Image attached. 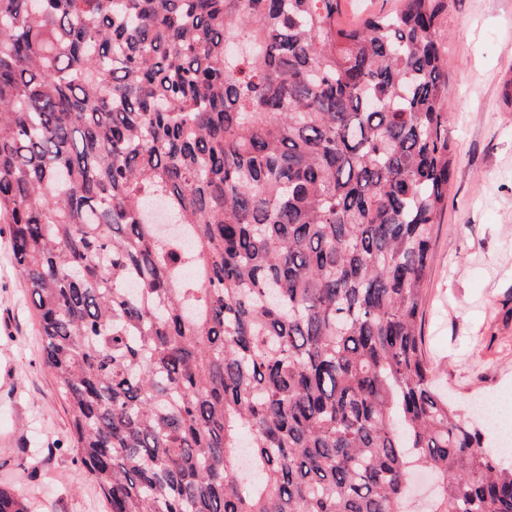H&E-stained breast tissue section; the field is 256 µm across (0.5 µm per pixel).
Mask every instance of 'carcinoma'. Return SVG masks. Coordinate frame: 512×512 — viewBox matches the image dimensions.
<instances>
[{
  "mask_svg": "<svg viewBox=\"0 0 512 512\" xmlns=\"http://www.w3.org/2000/svg\"><path fill=\"white\" fill-rule=\"evenodd\" d=\"M343 2L0 0V224L111 512H512L421 347L448 0ZM342 21L353 24L358 16L369 13H379L395 7L397 0H347Z\"/></svg>",
  "mask_w": 512,
  "mask_h": 512,
  "instance_id": "carcinoma-1",
  "label": "carcinoma"
}]
</instances>
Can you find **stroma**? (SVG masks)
<instances>
[{
    "label": "stroma",
    "mask_w": 512,
    "mask_h": 512,
    "mask_svg": "<svg viewBox=\"0 0 512 512\" xmlns=\"http://www.w3.org/2000/svg\"><path fill=\"white\" fill-rule=\"evenodd\" d=\"M448 204L433 237L421 339L456 408L490 393L512 422V0H448ZM28 512H108L70 448V416L44 363L11 250L0 236V488Z\"/></svg>",
    "instance_id": "35a3bbf8"
}]
</instances>
